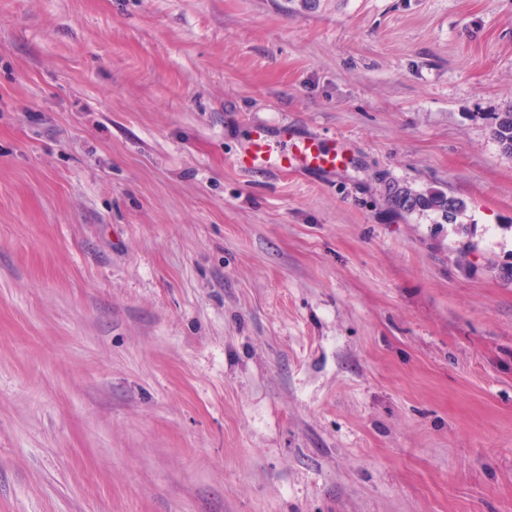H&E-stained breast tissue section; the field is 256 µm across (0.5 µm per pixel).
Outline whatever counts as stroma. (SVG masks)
<instances>
[{
	"label": "stroma",
	"mask_w": 512,
	"mask_h": 512,
	"mask_svg": "<svg viewBox=\"0 0 512 512\" xmlns=\"http://www.w3.org/2000/svg\"><path fill=\"white\" fill-rule=\"evenodd\" d=\"M508 109L512 0H0V512H512ZM494 140L504 152L512 154V110L498 113L491 128ZM344 164L342 146L326 150L317 139L294 137L288 127L282 129L277 141L270 140L264 128H257L252 140L236 158V165L247 172H256L270 165L286 169L335 171L342 169ZM388 202L400 212L413 214L431 212L436 215L440 224H453L459 214L466 209L464 200L449 196L446 192L430 188L419 192L408 186L394 184L388 189Z\"/></svg>",
	"instance_id": "obj_1"
}]
</instances>
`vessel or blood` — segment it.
<instances>
[{
	"instance_id": "1",
	"label": "vessel or blood",
	"mask_w": 512,
	"mask_h": 512,
	"mask_svg": "<svg viewBox=\"0 0 512 512\" xmlns=\"http://www.w3.org/2000/svg\"><path fill=\"white\" fill-rule=\"evenodd\" d=\"M237 166L256 172L275 165L286 169L339 170L345 164L343 147L324 149L314 138H297L282 130L279 140H270L264 128H257L249 144L236 158Z\"/></svg>"
}]
</instances>
